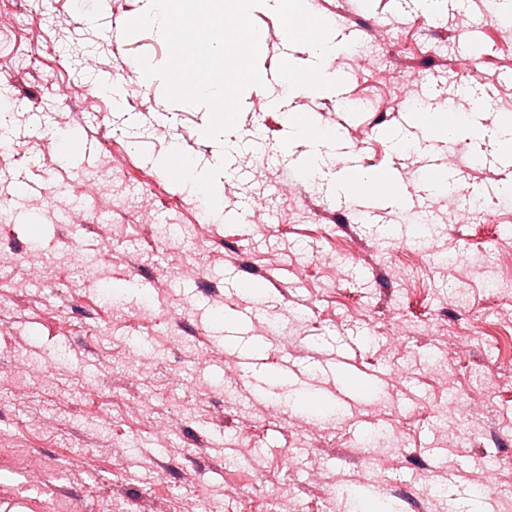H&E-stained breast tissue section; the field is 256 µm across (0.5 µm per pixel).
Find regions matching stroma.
<instances>
[{
	"mask_svg": "<svg viewBox=\"0 0 512 512\" xmlns=\"http://www.w3.org/2000/svg\"><path fill=\"white\" fill-rule=\"evenodd\" d=\"M146 9L0 0V97L22 103L0 147V512H503L512 298L487 282L512 267V166L480 153L512 115V0H312L343 88L292 95L282 59H314L255 8L267 88L243 91L221 141L206 107L133 72L169 56L158 30L123 33ZM418 99L456 100L454 134L414 121ZM76 131L92 157L60 150ZM106 167L124 207L91 191L60 221ZM351 167L374 211L345 195ZM419 211L431 223L408 222ZM161 224L191 233L160 240ZM461 253L476 263H446ZM339 354L376 391L312 406L295 379L254 385L280 357L316 378ZM452 394L469 423L444 420Z\"/></svg>",
	"mask_w": 512,
	"mask_h": 512,
	"instance_id": "obj_1",
	"label": "stroma"
}]
</instances>
